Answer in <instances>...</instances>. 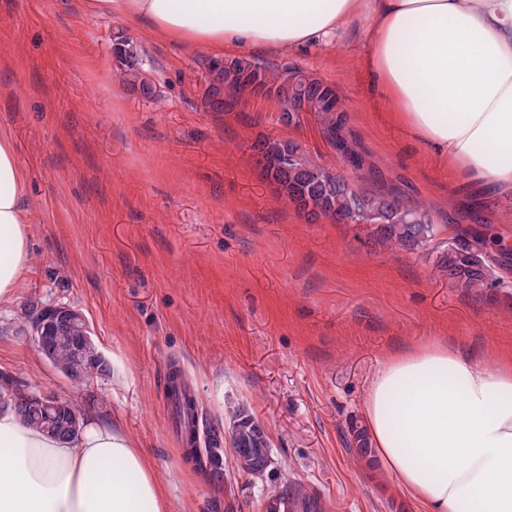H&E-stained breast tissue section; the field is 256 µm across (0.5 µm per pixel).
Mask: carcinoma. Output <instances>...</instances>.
<instances>
[{"label":"carcinoma","mask_w":512,"mask_h":512,"mask_svg":"<svg viewBox=\"0 0 512 512\" xmlns=\"http://www.w3.org/2000/svg\"><path fill=\"white\" fill-rule=\"evenodd\" d=\"M121 74L134 89L150 85L140 71L136 56L128 53L119 60ZM247 74L250 82L258 86L288 84L294 95L304 96L307 111L322 121L325 133L333 145L355 166H360V156L345 134V115L336 90L318 79L299 71L275 72L247 59L213 60L208 65L207 92L209 104L222 111L232 105L234 99L245 93V85L236 75ZM270 158H283L288 168V178L273 177L289 202L300 188L307 192L306 205L328 213L331 218L344 224H364L369 235L391 250L429 252L431 244L440 233L431 211L413 204L393 192H366L353 188L344 179L316 164L298 146L287 141L265 140L253 145ZM437 264L448 273V281L456 288L481 290L496 288L500 280L489 263L485 229L474 227L460 236L453 237L448 248L439 252ZM166 396L175 408L180 434L185 438V457L199 462L198 449L192 447L199 427V404L195 396L185 388L179 372L169 377ZM0 403L11 405L28 424L60 439L73 438L83 430L84 417L74 402L66 395L54 394V406L44 412L29 396H15L8 390H0ZM233 424L229 443L238 471L262 479L273 471L266 463L270 452L269 435L265 426L245 408L231 411ZM223 440L216 429H209L208 448L210 463L223 465ZM277 505H269L267 512H314L316 503L301 485H285L276 493Z\"/></svg>","instance_id":"obj_1"}]
</instances>
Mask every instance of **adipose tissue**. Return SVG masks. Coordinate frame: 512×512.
I'll return each instance as SVG.
<instances>
[{
	"label": "adipose tissue",
	"mask_w": 512,
	"mask_h": 512,
	"mask_svg": "<svg viewBox=\"0 0 512 512\" xmlns=\"http://www.w3.org/2000/svg\"><path fill=\"white\" fill-rule=\"evenodd\" d=\"M191 48L326 44L369 22L364 69L391 121L453 181L512 200V0H87ZM0 131V308L31 260L36 205ZM363 412L398 488L425 512H512V345L470 359L427 340L384 353ZM0 512H172L116 423L57 439L0 407Z\"/></svg>",
	"instance_id": "adipose-tissue-1"
}]
</instances>
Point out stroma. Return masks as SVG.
I'll return each instance as SVG.
<instances>
[{
	"label": "stroma",
	"instance_id": "stroma-1",
	"mask_svg": "<svg viewBox=\"0 0 512 512\" xmlns=\"http://www.w3.org/2000/svg\"><path fill=\"white\" fill-rule=\"evenodd\" d=\"M118 35L152 98L118 77ZM365 51L359 21L327 46L224 51L335 88L356 168L313 113L285 125L274 101L247 93L212 109L210 50L89 12L85 0H0V129L39 209L24 284L0 311V384L63 392L120 423L174 512H265L286 484L304 486L318 512H423L356 451L383 354L438 336L475 358L512 343V247L493 254L501 287L463 291L435 255L383 248L362 225L308 222L263 176L253 144L293 141L355 188L428 207L438 248L474 224L512 232V201L460 191L389 120L369 94ZM54 304L83 312L109 376L74 384L38 352L29 317ZM174 368L204 426L227 432L242 404L266 425L273 477L241 475L227 454L218 484L186 460L166 398Z\"/></svg>",
	"mask_w": 512,
	"mask_h": 512
}]
</instances>
